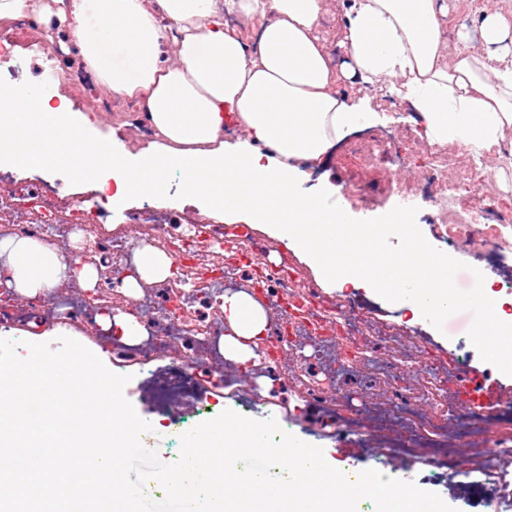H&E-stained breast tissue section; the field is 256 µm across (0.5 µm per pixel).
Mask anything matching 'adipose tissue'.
Segmentation results:
<instances>
[{
	"label": "adipose tissue",
	"instance_id": "obj_1",
	"mask_svg": "<svg viewBox=\"0 0 512 512\" xmlns=\"http://www.w3.org/2000/svg\"><path fill=\"white\" fill-rule=\"evenodd\" d=\"M323 4L52 0L43 16L56 18L83 65L113 94L140 106L156 147L123 154L111 139L92 136L87 114L18 86L0 99V164L62 169L77 181L111 185L112 208L163 196L171 173H179L185 196L208 211L269 225L338 287L401 303L411 295L414 318L445 319L459 304L448 276L454 260L410 233L413 212L394 211L382 224L348 223L344 209L323 205V187H306V167L371 122L370 112L338 90L355 75L406 102L430 146L461 147L478 160L512 147V20L483 6L477 44L450 56L440 0H342L340 45L349 63L338 70L319 36ZM228 15L258 22L255 46L228 29ZM232 122L246 139L228 146ZM393 234L405 244L384 254L381 244ZM0 258L8 287L22 297L73 279L91 291L99 280L94 264L32 239H0ZM171 264L157 249L137 247L126 293L137 296L142 283L170 277ZM478 282L494 327L475 323L473 341L487 361L511 373L512 297L495 291L488 276ZM223 309L231 330L224 355L247 362L250 340L267 328L266 312L244 293L225 296Z\"/></svg>",
	"mask_w": 512,
	"mask_h": 512
}]
</instances>
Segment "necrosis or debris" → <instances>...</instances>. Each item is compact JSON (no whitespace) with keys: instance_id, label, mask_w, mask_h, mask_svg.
Wrapping results in <instances>:
<instances>
[{"instance_id":"necrosis-or-debris-1","label":"necrosis or debris","mask_w":512,"mask_h":512,"mask_svg":"<svg viewBox=\"0 0 512 512\" xmlns=\"http://www.w3.org/2000/svg\"><path fill=\"white\" fill-rule=\"evenodd\" d=\"M491 177V172L482 168L471 170L466 183L471 206L466 215L441 224L442 238L451 242L468 240L490 253L503 248L501 229L512 223V209L486 213L481 186ZM0 212L13 216L14 221L8 226L11 234L48 245L68 241L74 228L98 221L92 209L83 207L80 197L62 196L57 185L44 179L15 184L0 198ZM132 221L148 225L158 248L177 258L179 278L149 284L141 299V311L149 329L146 342L130 345L116 339L112 342V353L142 367L170 352L173 344H180L182 353L169 372L168 388L193 389L202 377L215 371L214 346L220 334L211 326H199L198 311L200 305H214L226 285L258 290L265 295L278 315L277 320L271 321L266 339L272 351H279L285 339L301 328L314 336L337 334L344 339L360 336L362 332L364 307L359 299L344 295L329 307L315 285L296 290L292 269L282 263L265 262L266 244L247 238L234 225L206 224L191 218L174 221L151 210L135 213ZM204 241L225 250L227 262L200 269L193 252ZM90 303L89 296H75L67 291L51 303L41 298L27 300L19 307L0 303V322L17 320L39 326L50 313L61 310L67 314V326L72 327L86 314ZM389 415L405 425L418 422L461 431L482 419L491 427L512 426V405L485 418L479 410L464 403L459 390L449 397L447 409L427 414L416 399L393 392Z\"/></svg>"}]
</instances>
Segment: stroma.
Masks as SVG:
<instances>
[{"instance_id":"1","label":"stroma","mask_w":512,"mask_h":512,"mask_svg":"<svg viewBox=\"0 0 512 512\" xmlns=\"http://www.w3.org/2000/svg\"><path fill=\"white\" fill-rule=\"evenodd\" d=\"M50 33L47 27L22 33L26 58L15 71V85L63 95L75 112L92 109L96 96L109 94V87L93 77L89 80L88 91L76 95L65 75L77 58L78 48L73 44L61 48L50 41ZM340 91L349 98L365 100L377 117L372 126L338 143L318 164L308 167L310 184L322 181L335 184V194L326 196L324 202L344 207L353 224L382 223L387 215L401 207L403 199H410L415 217L412 232L432 235L436 210L424 190L427 169L423 158L428 144L408 108L394 96L359 81L341 85ZM145 123L139 107L127 101L120 111L105 116L100 133L111 137L119 149L135 153L149 148L154 141L153 133L143 132ZM389 130L395 134L396 149L418 157L417 163L397 175L390 173L380 158L385 133ZM146 204V199L136 198L125 209L116 211L102 198L92 202L101 230L124 231L134 248L152 241L148 229L129 223L131 213ZM247 230L267 243L266 260L291 261L298 285L319 283L325 300L336 301L337 291L320 284L308 258L287 246L265 225L251 224ZM447 252L457 263L456 284L463 304L444 322L413 323L404 306L357 290L356 298L366 307L363 336L358 344L366 351L367 358L360 363L354 379L341 377L320 385L324 396L338 400L354 387L361 395V403L384 409L391 402L390 388L395 385L431 406H438L459 382L455 376L430 374L428 362L433 357L443 356L483 374L485 385L481 400L487 414H494L502 404L512 402V374H505L489 364L470 341V332L480 317L481 308L473 297L477 286L472 271L477 268L494 277L499 276L500 271L483 257L479 245L457 243L448 247ZM97 296L98 302L92 307L90 317L80 327H67L55 317L32 333L23 331L17 322L0 323V338L54 345L59 337L67 336L91 350L112 372L130 375L125 396L138 415L152 424L153 430L147 434L145 442L163 461L177 459L183 433L223 410L231 409L263 420L268 410L273 409L284 431L322 447L327 455L345 461L350 467L375 468L397 479L416 481L446 497L455 512H496L495 506L503 499L505 485H512V466L502 454L503 449L512 448V428L488 430L478 426L464 435L430 428L410 440L399 430L387 428L369 417L351 424H336L309 403L308 397L317 386L314 371L291 353L280 355L267 371L256 375L246 372L240 363L224 362L216 381L207 385L196 398L162 400L157 381L170 368L171 359L162 357L144 367L133 366L114 358L110 344L100 340L102 328L95 319L96 314L134 313L138 310L136 302L127 295L114 293L108 281L99 282ZM379 359L405 360L410 367L390 386L382 382L375 369Z\"/></svg>"}]
</instances>
